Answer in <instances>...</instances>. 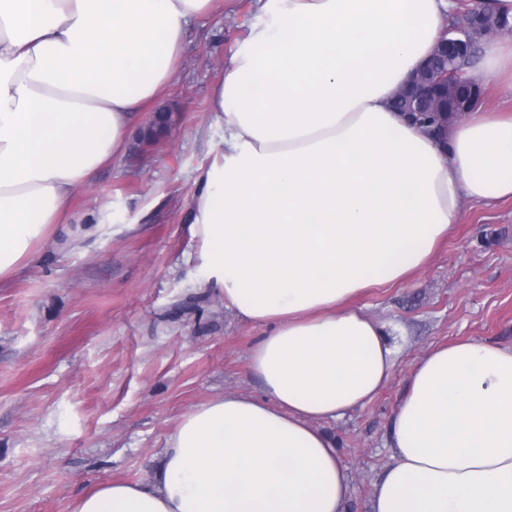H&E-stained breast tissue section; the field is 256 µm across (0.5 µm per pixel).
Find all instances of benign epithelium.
<instances>
[{"label": "benign epithelium", "instance_id": "7a95c632", "mask_svg": "<svg viewBox=\"0 0 512 512\" xmlns=\"http://www.w3.org/2000/svg\"><path fill=\"white\" fill-rule=\"evenodd\" d=\"M461 23L451 29H443L432 54L412 74L402 91L406 111L416 112L432 102L439 88L458 81L460 72L453 67L455 59L469 57L480 42H488L502 31L503 22L491 23L483 10L472 7L456 12Z\"/></svg>", "mask_w": 512, "mask_h": 512}]
</instances>
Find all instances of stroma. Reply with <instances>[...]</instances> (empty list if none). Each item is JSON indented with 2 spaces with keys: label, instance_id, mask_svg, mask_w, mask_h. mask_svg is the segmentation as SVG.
Listing matches in <instances>:
<instances>
[{
  "label": "stroma",
  "instance_id": "1",
  "mask_svg": "<svg viewBox=\"0 0 512 512\" xmlns=\"http://www.w3.org/2000/svg\"><path fill=\"white\" fill-rule=\"evenodd\" d=\"M254 15L255 0H216L188 23L155 103L173 113L168 137L141 141L148 115L135 113L124 153L75 194L92 231L69 247L46 239L0 283V512H69L100 485L149 483L182 415L223 393L260 395L249 355L262 328L225 308L185 259L195 176L224 135L210 95ZM355 304L400 348L371 402L321 425L351 476L348 512H368L425 351L461 339L512 347V200L464 201L423 269Z\"/></svg>",
  "mask_w": 512,
  "mask_h": 512
}]
</instances>
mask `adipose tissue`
Instances as JSON below:
<instances>
[{
  "label": "adipose tissue",
  "instance_id": "1",
  "mask_svg": "<svg viewBox=\"0 0 512 512\" xmlns=\"http://www.w3.org/2000/svg\"><path fill=\"white\" fill-rule=\"evenodd\" d=\"M211 0H0V279L72 215L76 191L157 100ZM451 0H257L211 96L224 147L196 178L193 254L264 328L261 397L183 415L149 484L70 512H346L351 478L322 421L364 406L399 347L352 299L429 261L464 200L512 199V115L476 107L421 132L391 99ZM369 512H512V347H430L392 417Z\"/></svg>",
  "mask_w": 512,
  "mask_h": 512
}]
</instances>
